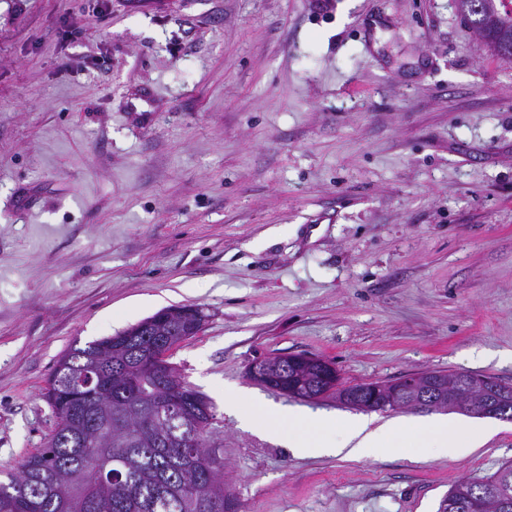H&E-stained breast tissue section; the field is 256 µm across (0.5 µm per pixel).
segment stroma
<instances>
[{
    "label": "stroma",
    "mask_w": 512,
    "mask_h": 512,
    "mask_svg": "<svg viewBox=\"0 0 512 512\" xmlns=\"http://www.w3.org/2000/svg\"><path fill=\"white\" fill-rule=\"evenodd\" d=\"M214 407L239 512H438L512 460V421L361 412L250 380L512 385V59L454 0H0V472L44 448L60 355L158 310ZM480 428L455 458L294 455L226 403ZM277 366L283 374L286 372L288 376L283 377L281 374L272 373L271 382L276 388H289L303 390L309 387H317L324 390H334L337 386L338 375L336 369L323 370L320 367H310L301 363L288 362V356H280L277 359ZM323 376V377H322ZM339 389H336V392Z\"/></svg>",
    "instance_id": "obj_1"
}]
</instances>
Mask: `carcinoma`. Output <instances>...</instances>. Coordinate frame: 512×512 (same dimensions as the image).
Here are the masks:
<instances>
[{
	"label": "carcinoma",
	"mask_w": 512,
	"mask_h": 512,
	"mask_svg": "<svg viewBox=\"0 0 512 512\" xmlns=\"http://www.w3.org/2000/svg\"><path fill=\"white\" fill-rule=\"evenodd\" d=\"M457 9L490 51L512 58L508 0H456ZM205 322L196 305H174L109 337L71 346L57 360L45 398L56 417L44 448L0 480V506L11 512H237L224 471L206 476L194 463L211 455L209 413L201 431L183 417L207 398L181 381L162 348L198 334ZM276 388L336 389V370L288 363ZM512 492V461L487 477L452 486L439 512H459L467 485Z\"/></svg>",
	"instance_id": "carcinoma-1"
}]
</instances>
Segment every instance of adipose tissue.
Instances as JSON below:
<instances>
[{
	"label": "adipose tissue",
	"mask_w": 512,
	"mask_h": 512,
	"mask_svg": "<svg viewBox=\"0 0 512 512\" xmlns=\"http://www.w3.org/2000/svg\"><path fill=\"white\" fill-rule=\"evenodd\" d=\"M233 407H246V422L283 439L294 454L341 455L352 460L375 457L380 449H400L411 444L412 459L423 462L432 457H453L476 449L478 431L438 421L423 429L397 424L375 430L360 419L345 424L340 438L328 436V417L302 410L276 411L249 396L229 398Z\"/></svg>",
	"instance_id": "1"
}]
</instances>
